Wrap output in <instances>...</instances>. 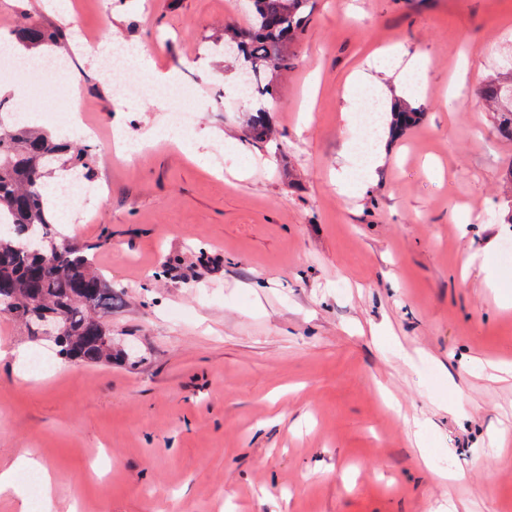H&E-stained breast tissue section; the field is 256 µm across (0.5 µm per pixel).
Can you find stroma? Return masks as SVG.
<instances>
[{
    "label": "stroma",
    "instance_id": "1",
    "mask_svg": "<svg viewBox=\"0 0 512 512\" xmlns=\"http://www.w3.org/2000/svg\"><path fill=\"white\" fill-rule=\"evenodd\" d=\"M70 2L0 0V49L25 19L60 29L79 79L77 102L50 72L0 113L74 104L103 140L185 109L197 126L100 158L102 195L60 207L59 242L124 290L109 325L139 359L65 361L0 314V470L48 467L38 512H512V141L471 94L512 48V0H319L268 148L208 46L239 0ZM104 41L185 98L127 104ZM365 88L427 111L374 163L355 150ZM37 351L54 367L27 375L14 355Z\"/></svg>",
    "mask_w": 512,
    "mask_h": 512
}]
</instances>
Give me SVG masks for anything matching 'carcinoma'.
I'll return each mask as SVG.
<instances>
[{"label": "carcinoma", "mask_w": 512, "mask_h": 512, "mask_svg": "<svg viewBox=\"0 0 512 512\" xmlns=\"http://www.w3.org/2000/svg\"><path fill=\"white\" fill-rule=\"evenodd\" d=\"M247 23L224 24L212 50H224L250 97L274 101L282 79L294 67L295 48L317 0H245ZM14 41L44 57H63V34L25 22ZM481 100L501 137L512 140V65L496 67L481 82ZM391 144L425 119V110L396 100L385 112ZM281 135L266 107L247 112L245 137L269 145ZM96 146L72 141L28 124L9 126L0 116V314L25 325L32 336L55 326L61 354L86 364L110 365L132 354L116 346L107 317L121 291L112 287L80 244H60L53 228L52 199L60 187L48 183L56 169L93 180Z\"/></svg>", "instance_id": "obj_1"}]
</instances>
